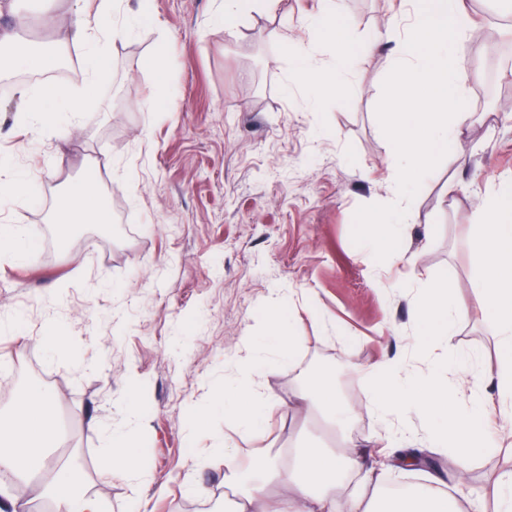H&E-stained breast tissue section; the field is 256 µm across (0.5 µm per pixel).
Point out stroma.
Listing matches in <instances>:
<instances>
[{"instance_id":"35a3bbf8","label":"stroma","mask_w":512,"mask_h":512,"mask_svg":"<svg viewBox=\"0 0 512 512\" xmlns=\"http://www.w3.org/2000/svg\"><path fill=\"white\" fill-rule=\"evenodd\" d=\"M143 9L133 31L101 40L96 88L84 110L59 127L29 120L40 83L0 93V156L36 168L38 182L0 209V225L39 226L25 263L0 256V360L39 374L58 398L67 445L58 463H83L84 491L107 512H132L129 485L101 454V429L123 424L132 397L143 424L132 453L146 482L143 512H226L234 493L213 443L228 438L241 463L260 448L329 443L314 409L298 395L317 362L335 363L336 389L351 405L347 443L361 456L340 493L371 491L384 424L365 394L369 364L413 360L410 302L422 288L450 280L470 314L452 347L497 363L488 324L473 304L470 239L486 199L512 190V111L485 97L487 85L512 89V50L477 57L484 14L512 17V0H468L459 23L469 121L448 155L425 176L401 242L409 267L379 270L354 244V214L386 204L397 174L376 116L385 54L370 43L411 22L398 0H343L354 31L347 91L310 105L290 82L286 47L318 36L329 65L326 31L304 19L323 0H282L277 13L255 12L227 35L214 0H125ZM59 21L41 38L67 36L73 0H0V31L29 38L27 10ZM96 191L126 220L79 226L55 246L52 215L66 189L88 170ZM291 324L300 344L290 373L260 378L278 402L264 433L252 435L213 410L214 393L234 376L245 337L260 339L270 314ZM62 331L70 343L46 351ZM208 413L192 427L195 412ZM512 466V452L478 457L452 489L462 505Z\"/></svg>"}]
</instances>
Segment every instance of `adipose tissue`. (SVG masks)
<instances>
[{
  "mask_svg": "<svg viewBox=\"0 0 512 512\" xmlns=\"http://www.w3.org/2000/svg\"><path fill=\"white\" fill-rule=\"evenodd\" d=\"M120 6V0H100L98 16L84 17L72 41L85 43L89 52H96L101 16L121 15ZM121 17L119 29L125 33L138 21L133 14ZM331 34L334 71L314 66L317 39H310L294 54L291 80L303 87L313 103L343 90L342 74L349 65L354 33L351 26L343 25L333 27ZM56 221L105 224L109 217L92 187L80 182L68 189ZM471 254L478 305L500 352L495 368L459 355L449 358L444 376L412 373L403 380L396 363H382L368 370V400L382 416L397 419L388 429V442L425 437L431 447L452 456L460 480L480 452L489 448L491 420H500L503 430L512 429V200L500 196L489 199L475 226ZM450 292L449 285L432 283L411 303L414 349L420 362H428L435 349L447 345L456 323L469 313L467 307L450 302ZM269 328L264 345L256 348L238 378L216 397L224 407L225 418L253 434L268 424L275 407L273 398L256 380L259 370H293V353L299 343L279 318H271ZM301 398L319 409L337 430L348 424L353 412L339 399L335 383L327 377L302 391ZM56 412V396L51 390L26 388L14 404L9 427L0 429V468L11 469L23 482H31L43 460L60 444L55 432ZM351 460L345 448L258 452L249 470L235 468L230 472V481L237 489L232 512H463L458 499L441 490L437 480L389 494L382 474L377 476L370 498L358 495L338 502L336 491ZM273 487L286 488L292 500L270 502L268 491ZM37 493L52 498L58 512H103L101 503L82 491L64 469L49 485L38 486Z\"/></svg>",
  "mask_w": 512,
  "mask_h": 512,
  "instance_id": "obj_1",
  "label": "adipose tissue"
}]
</instances>
